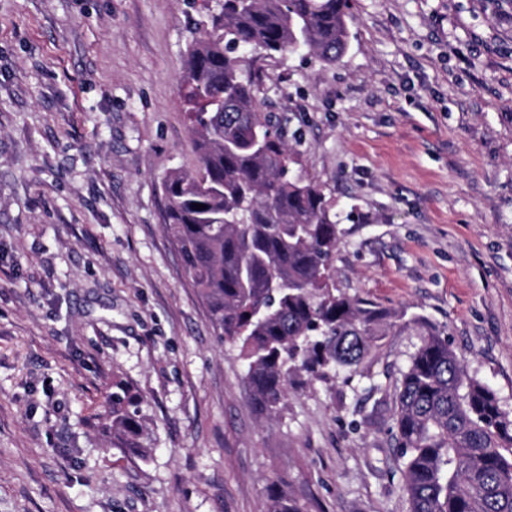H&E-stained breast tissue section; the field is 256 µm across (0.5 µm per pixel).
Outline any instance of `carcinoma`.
Listing matches in <instances>:
<instances>
[{
    "label": "carcinoma",
    "instance_id": "1",
    "mask_svg": "<svg viewBox=\"0 0 512 512\" xmlns=\"http://www.w3.org/2000/svg\"><path fill=\"white\" fill-rule=\"evenodd\" d=\"M348 0H219L183 67L195 169L164 177V228L224 344L238 351L255 410L269 416L298 371L327 380L357 367L380 314L333 282L341 243L321 191L291 168L292 147L243 78L249 55L300 47L333 63ZM206 208L197 210L195 204ZM141 399L112 392V439L144 448ZM393 431L410 512H512V414L426 327L401 372ZM270 512H302L269 489Z\"/></svg>",
    "mask_w": 512,
    "mask_h": 512
}]
</instances>
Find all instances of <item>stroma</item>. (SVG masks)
Wrapping results in <instances>:
<instances>
[{
	"mask_svg": "<svg viewBox=\"0 0 512 512\" xmlns=\"http://www.w3.org/2000/svg\"><path fill=\"white\" fill-rule=\"evenodd\" d=\"M215 0H0V512H409L396 387L423 326L512 411V0H351L342 58L251 57L259 108L381 313L356 371L258 415L165 232ZM145 452L113 445V383Z\"/></svg>",
	"mask_w": 512,
	"mask_h": 512,
	"instance_id": "1",
	"label": "stroma"
}]
</instances>
